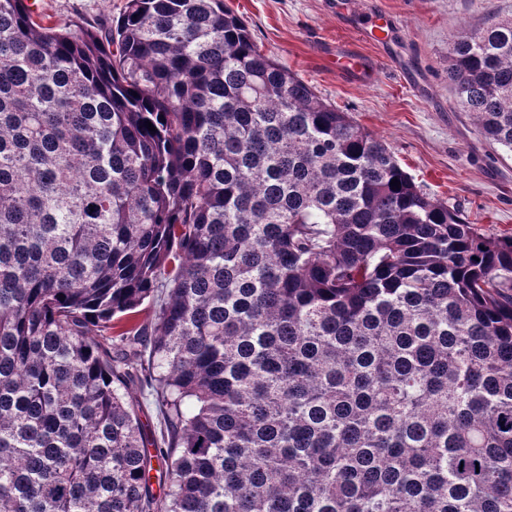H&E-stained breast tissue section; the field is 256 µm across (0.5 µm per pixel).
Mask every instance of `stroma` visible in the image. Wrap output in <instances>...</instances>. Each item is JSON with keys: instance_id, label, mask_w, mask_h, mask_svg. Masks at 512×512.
I'll return each mask as SVG.
<instances>
[{"instance_id": "1", "label": "stroma", "mask_w": 512, "mask_h": 512, "mask_svg": "<svg viewBox=\"0 0 512 512\" xmlns=\"http://www.w3.org/2000/svg\"><path fill=\"white\" fill-rule=\"evenodd\" d=\"M61 26L117 19L125 0H37ZM264 51L387 144L423 191L458 206L487 235H512V158L480 136L448 87V46L457 31L512 16V0H351V14L384 10L400 28L390 51L363 40L336 0H225ZM349 42L371 59V83L336 72L330 54ZM417 75V88L402 70Z\"/></svg>"}]
</instances>
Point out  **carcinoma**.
<instances>
[{
    "instance_id": "cac0c4a2",
    "label": "carcinoma",
    "mask_w": 512,
    "mask_h": 512,
    "mask_svg": "<svg viewBox=\"0 0 512 512\" xmlns=\"http://www.w3.org/2000/svg\"><path fill=\"white\" fill-rule=\"evenodd\" d=\"M448 87L512 155V16ZM0 512H512V235L224 0H0ZM126 0H36L38 11L60 26L76 28L116 21ZM133 396L135 400L139 402V406L136 407V411L140 420L146 426L147 432L149 435L152 434L153 436L160 438V429L162 428V425L161 416L157 408V402L153 399H151V401L144 400L138 391L135 392Z\"/></svg>"
}]
</instances>
